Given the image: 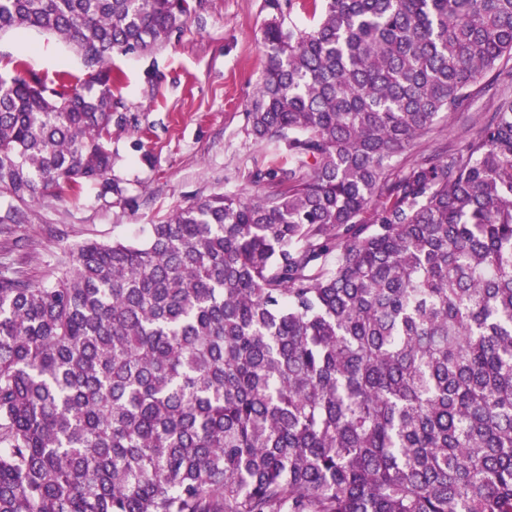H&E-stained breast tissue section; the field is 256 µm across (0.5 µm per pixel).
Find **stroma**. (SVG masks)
I'll list each match as a JSON object with an SVG mask.
<instances>
[{
    "mask_svg": "<svg viewBox=\"0 0 512 512\" xmlns=\"http://www.w3.org/2000/svg\"><path fill=\"white\" fill-rule=\"evenodd\" d=\"M183 32L148 55L113 53L123 82L112 129V177L121 191L101 195L89 184L75 195L47 196L8 220L0 203V257L35 277L64 261L77 244L144 241L150 225L214 193H264L254 166L274 161L255 140L247 112L266 64L261 29L270 16L266 0H190ZM33 72L46 81L67 74L80 85L77 56L55 35L34 30L0 35V78ZM493 110L489 96L441 120L427 140L411 143L393 165L415 163L438 146L476 137Z\"/></svg>",
    "mask_w": 512,
    "mask_h": 512,
    "instance_id": "obj_1",
    "label": "stroma"
}]
</instances>
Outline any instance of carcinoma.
Wrapping results in <instances>:
<instances>
[{"instance_id":"carcinoma-1","label":"carcinoma","mask_w":512,"mask_h":512,"mask_svg":"<svg viewBox=\"0 0 512 512\" xmlns=\"http://www.w3.org/2000/svg\"><path fill=\"white\" fill-rule=\"evenodd\" d=\"M263 27L251 133L288 162L46 284L0 265V512H512V0H310ZM190 0H0L82 90L0 81V200L112 182V52ZM493 111V101L489 94L475 97L469 110L458 115L453 120L442 119L436 129L425 141H416L397 154L392 159L394 166L415 163L424 153L438 146L456 145L462 138L477 136L483 118Z\"/></svg>"}]
</instances>
